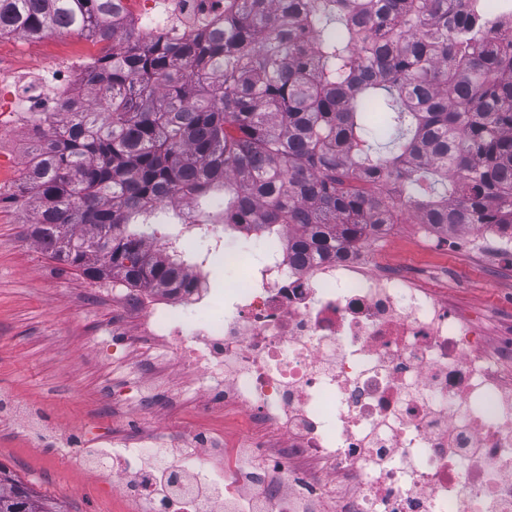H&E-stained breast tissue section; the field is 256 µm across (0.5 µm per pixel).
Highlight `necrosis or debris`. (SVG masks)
<instances>
[{"mask_svg":"<svg viewBox=\"0 0 512 512\" xmlns=\"http://www.w3.org/2000/svg\"><path fill=\"white\" fill-rule=\"evenodd\" d=\"M135 19L147 38L189 28L159 0H137ZM94 61L88 53L74 66L0 71V118L34 124L88 97L73 71ZM41 79L47 94L19 105L18 86ZM411 228L426 244L444 237L491 264L512 256V231L495 225ZM397 230L368 225L337 257L314 262L289 249L288 227L260 258L246 245L263 238L260 225H244L243 244L230 248L215 230L187 270L191 287L106 285L137 317L146 351L169 349L195 381L185 435L228 483L212 498L161 445L132 485L107 455L83 470L109 475L117 493L150 500L153 512H512V341H488L478 314L430 287L438 271L388 261L378 245ZM217 263L237 274L224 287V316L189 321L209 305ZM216 404L245 416L247 432L209 440L202 422ZM246 480L255 494L244 503L234 486Z\"/></svg>","mask_w":512,"mask_h":512,"instance_id":"necrosis-or-debris-1","label":"necrosis or debris"}]
</instances>
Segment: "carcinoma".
I'll return each instance as SVG.
<instances>
[{
  "label": "carcinoma",
  "mask_w": 512,
  "mask_h": 512,
  "mask_svg": "<svg viewBox=\"0 0 512 512\" xmlns=\"http://www.w3.org/2000/svg\"><path fill=\"white\" fill-rule=\"evenodd\" d=\"M472 0H224L176 39L146 42L126 0H0V35L112 44L34 130L14 198L30 236L92 282L181 288L182 223L279 225L327 256L399 207L422 224L512 226V34ZM0 512H67L0 471Z\"/></svg>",
  "instance_id": "carcinoma-1"
}]
</instances>
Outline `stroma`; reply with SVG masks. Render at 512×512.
Returning a JSON list of instances; mask_svg holds the SVG:
<instances>
[{"label": "stroma", "instance_id": "35a3bbf8", "mask_svg": "<svg viewBox=\"0 0 512 512\" xmlns=\"http://www.w3.org/2000/svg\"><path fill=\"white\" fill-rule=\"evenodd\" d=\"M107 50V44L77 33L49 31L36 39L4 35L0 68L34 67L45 59L88 52L101 56ZM30 145L27 128L0 129V393L24 409L17 417L0 413V468L67 512H145L143 501L119 495L111 480L86 474L58 443L39 440L27 429L33 416L64 438L84 433L86 456L107 448L122 462L129 453L116 447V440H173L196 397L173 355H161L149 371L150 409L161 425L137 419L125 397L137 379V321L122 317L111 298L98 295L97 283L52 261L29 236L34 207L20 205L13 195L30 160ZM391 253L412 268L445 267L450 299L484 314L491 339L512 333L511 256L490 268L463 249L421 245L407 229ZM117 323L131 338L123 362L113 360L107 337Z\"/></svg>", "mask_w": 512, "mask_h": 512}]
</instances>
